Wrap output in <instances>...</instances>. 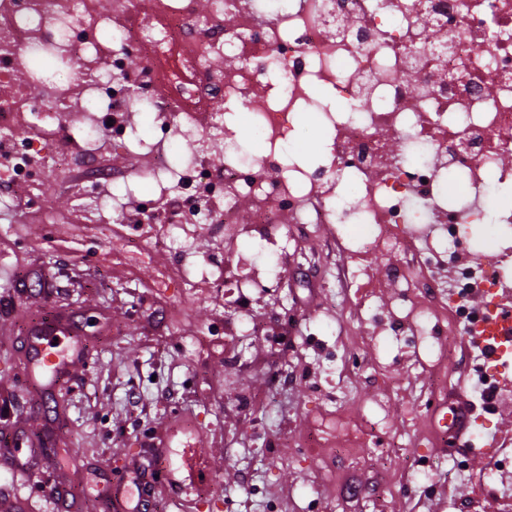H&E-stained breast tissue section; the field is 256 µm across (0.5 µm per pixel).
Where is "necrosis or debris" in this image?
<instances>
[{"instance_id":"4bbe7bcc","label":"necrosis or debris","mask_w":512,"mask_h":512,"mask_svg":"<svg viewBox=\"0 0 512 512\" xmlns=\"http://www.w3.org/2000/svg\"><path fill=\"white\" fill-rule=\"evenodd\" d=\"M83 64L80 79L44 81L38 62ZM141 80L130 88L132 59ZM223 70H215V60ZM0 133L11 146L0 184L31 209L48 173L81 167L88 190L110 179L95 146L134 130L132 104L162 132L151 177L172 174L178 216L123 243L137 264L156 245L174 249L183 224L223 225L281 256L294 225L351 229L352 274L381 278L412 297L398 254L427 268L467 247L471 264L450 280L447 306L389 311L391 332L444 336L471 324L472 289L493 298L512 277V256L473 247V224H512V0H0ZM322 86L330 98L314 100ZM78 100L94 115L86 147L72 155L63 121L44 113ZM316 113L321 164H293L300 116ZM264 145H242L238 116ZM224 143V164L199 151ZM194 151L182 165L185 146ZM220 196L222 207L208 206ZM378 268L364 266L368 257Z\"/></svg>"}]
</instances>
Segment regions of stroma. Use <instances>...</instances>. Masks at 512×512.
<instances>
[{
  "label": "stroma",
  "instance_id": "stroma-1",
  "mask_svg": "<svg viewBox=\"0 0 512 512\" xmlns=\"http://www.w3.org/2000/svg\"><path fill=\"white\" fill-rule=\"evenodd\" d=\"M128 151L104 143L101 164L116 176L100 190L102 205L79 196L75 168L51 175L43 189L48 211L60 224L42 223L14 210L12 191L0 192V512H114L112 487L142 462L150 448L176 458L184 448L183 419L197 424L194 472L180 478L215 480L220 493L194 500L166 482L153 486L149 512H463L478 494L474 477L487 463L470 447H440L434 416L405 417L406 404L422 390L413 377L415 358L439 354L437 339L419 349L401 347L380 331L377 350L368 347L372 325L356 310L360 289L340 279L344 243L332 227L290 240L289 259L260 271L253 310L226 309L213 288L211 270L224 261V231L204 224L183 236L181 252L158 249L152 263L136 267L101 219L137 220L140 202L167 200L162 185L148 179L156 132L139 110ZM185 267L191 283L162 288L160 272ZM64 318L88 342L79 362L48 390L23 374L25 339L42 318ZM283 319L294 329L287 348H271L266 329ZM246 321L255 331L238 348L240 361L225 369L220 344L226 327ZM446 359L449 391H462L480 421V441L491 451L512 443V387H500L493 403L473 388L472 361L462 340ZM355 354L356 369L339 373L336 356ZM400 385L381 403L379 368ZM274 389L270 405L245 414L240 395ZM380 413L391 435L413 455L431 457L433 477L417 480L388 497L368 494L359 502L343 486L317 484L320 465L348 475L350 483L372 481L357 474L344 452L346 438L336 416L351 424ZM37 443L35 473L7 461L15 440ZM280 444L269 452V440Z\"/></svg>",
  "mask_w": 512,
  "mask_h": 512
}]
</instances>
